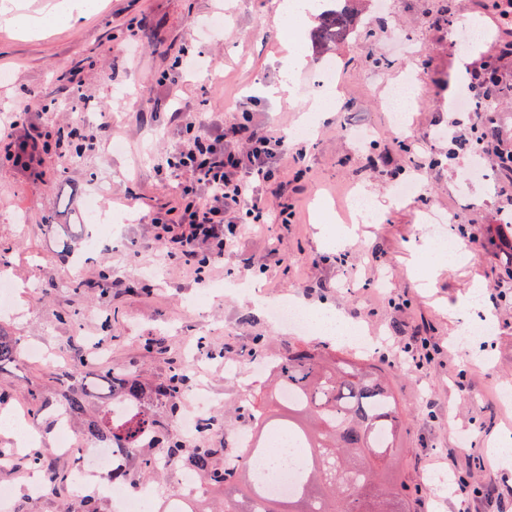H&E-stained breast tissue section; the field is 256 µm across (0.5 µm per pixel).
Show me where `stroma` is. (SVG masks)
Returning a JSON list of instances; mask_svg holds the SVG:
<instances>
[{
	"label": "stroma",
	"instance_id": "obj_1",
	"mask_svg": "<svg viewBox=\"0 0 512 512\" xmlns=\"http://www.w3.org/2000/svg\"><path fill=\"white\" fill-rule=\"evenodd\" d=\"M281 3L95 0L69 25L28 32L0 20V113L35 103L29 121L47 142L36 179L0 157V256L7 258L0 268L14 285L0 327L20 347L44 350L0 369V407L26 414L43 437L44 473L60 476L72 461L54 450L53 432L71 393L114 371L139 375L151 392L194 355L195 384L212 394L214 413L230 418L198 441L236 453L238 408L266 385L251 367L280 359L292 342L325 343L280 326L233 290V282L251 279L265 300L331 307L372 337L364 357L388 371L405 409L399 471L409 512H498L496 498L449 495L443 462L449 449H459L471 486L495 489L512 503V462L491 454L501 438H512V407L497 397L512 386V281L500 279L499 262L469 241L512 202L498 194L500 176L468 178L471 123L448 105L465 89V64L498 53L502 30L477 0H448L445 19L438 0H363L367 29L325 58L310 54L303 67L289 68V51L306 38L315 12L306 9L289 35ZM380 14L386 23L372 24ZM454 18L482 30V38L455 49ZM185 53L202 69L177 73ZM326 61L337 73L331 107L318 83ZM445 74L448 84H438ZM172 75L177 83H169ZM408 76L419 92L399 137L386 97ZM284 83L292 97L270 96ZM246 102L255 123L276 135L317 121L312 138L292 142L302 164L285 160L269 187L293 209L294 221L243 235L200 275L167 256L148 222L150 213L178 204L181 177L162 168L180 137L171 113L214 112L229 125ZM409 180L418 182L416 194L395 198V185ZM99 185L109 190L104 205L114 220L89 252L84 197ZM356 189L381 202L376 221L354 225L347 248L323 242L321 229L352 225L343 205ZM49 212L51 227L43 222ZM430 213L446 218L468 259L419 277L414 269L434 246ZM64 238L81 263L61 255ZM476 280L485 296L472 309L467 293ZM489 317L495 324L488 335L459 345L458 326ZM418 334L439 349L420 368L403 352ZM103 337L108 346L100 356L92 347ZM229 362L238 365L237 376L225 374ZM68 371L73 379L60 386L57 373ZM31 479L26 456L0 466V485L14 489V512H68L66 495L31 496Z\"/></svg>",
	"mask_w": 512,
	"mask_h": 512
}]
</instances>
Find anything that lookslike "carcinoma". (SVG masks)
I'll use <instances>...</instances> for the list:
<instances>
[{
  "mask_svg": "<svg viewBox=\"0 0 512 512\" xmlns=\"http://www.w3.org/2000/svg\"><path fill=\"white\" fill-rule=\"evenodd\" d=\"M327 2L331 6L317 10L318 24L310 33L320 54L363 27L353 0ZM19 357L17 342L0 329V367ZM191 383L181 369L158 388L154 399L174 409ZM102 388L135 402L143 396L136 375L114 374L112 381L90 384L82 395L69 397V411L80 412L85 398L97 396ZM245 410L254 422V443L224 456L222 466L215 463L219 449L188 448L139 409L120 419L106 412L90 434L134 453L145 437L153 438L161 448L157 457L142 461L143 477L185 460L207 484L224 489V512H407L406 486L397 471L404 417L381 369L325 346H292L275 362L261 401H249ZM282 412L288 420L279 426L280 433L308 456L293 494L284 497L268 494L247 469L251 457L271 453L268 442L260 439Z\"/></svg>",
  "mask_w": 512,
  "mask_h": 512,
  "instance_id": "carcinoma-1",
  "label": "carcinoma"
}]
</instances>
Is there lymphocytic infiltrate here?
Returning a JSON list of instances; mask_svg holds the SVG:
<instances>
[{
  "label": "lymphocytic infiltrate",
  "mask_w": 512,
  "mask_h": 512,
  "mask_svg": "<svg viewBox=\"0 0 512 512\" xmlns=\"http://www.w3.org/2000/svg\"><path fill=\"white\" fill-rule=\"evenodd\" d=\"M471 87L494 85L500 96L512 94V40L498 57L472 64ZM32 104L23 105L0 128V154L28 173H35L40 138L26 127ZM191 136L178 143L166 158L168 168L182 176L177 212L150 216L157 239L185 263L203 262L206 255H223L228 240L244 225L265 223L269 209L260 185L276 182L280 161L288 152L285 138L252 122L250 109L240 111L239 122L225 125L219 116L200 122L184 121Z\"/></svg>",
  "instance_id": "f902f5d3"
}]
</instances>
